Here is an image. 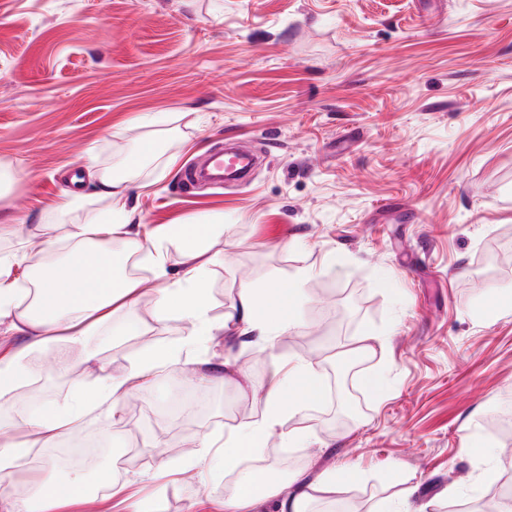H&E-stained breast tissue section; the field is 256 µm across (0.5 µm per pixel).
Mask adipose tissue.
<instances>
[{
    "label": "adipose tissue",
    "mask_w": 512,
    "mask_h": 512,
    "mask_svg": "<svg viewBox=\"0 0 512 512\" xmlns=\"http://www.w3.org/2000/svg\"><path fill=\"white\" fill-rule=\"evenodd\" d=\"M221 217H213L205 233L188 234L173 227H163L149 237L129 231L126 222L107 224L92 217L76 225L75 249L59 263L49 264L44 254L30 258L34 293L29 303H21L14 282L9 278V260L0 258V319L9 320L11 332L23 336V344L13 347L0 358V408L8 407L19 389L31 382L30 358L53 340L60 339L85 349L86 360L96 351L91 344L95 330L112 315L113 306L135 310L139 300L152 295L158 320L186 321L199 327L202 335L213 336L225 331L236 337L249 338L263 349H274L277 333L284 320L272 308L264 290L249 285L238 292V301L223 320L209 316L208 284L205 273L211 262L208 240L223 234ZM181 250L185 266L176 279H168L164 244ZM143 255L154 267L163 286H149L144 280L125 275L124 260ZM179 357L175 348H148L131 372L115 378L99 374L76 393L66 413L45 410L18 416L17 425L37 434L41 447H54L64 436L73 434L76 424L92 408L116 407L139 380L154 376L158 370L173 364ZM310 365L282 361L266 383L264 412L261 418L240 422L224 441V471L238 474L245 452L256 447L264 435L281 427L298 414L301 401L286 402V381L311 376ZM239 476V474H238ZM346 475L338 469L318 474L303 482L293 475L288 482L269 483L263 492L252 488V479L239 476L232 496L225 501V512H307L316 499H332L338 484ZM84 485L76 479L32 486L22 499L0 496V512H60L79 497Z\"/></svg>",
    "instance_id": "adipose-tissue-1"
}]
</instances>
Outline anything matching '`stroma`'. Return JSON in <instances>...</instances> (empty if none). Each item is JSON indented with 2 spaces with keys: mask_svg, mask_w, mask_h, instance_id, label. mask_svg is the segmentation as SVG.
<instances>
[{
  "mask_svg": "<svg viewBox=\"0 0 512 512\" xmlns=\"http://www.w3.org/2000/svg\"><path fill=\"white\" fill-rule=\"evenodd\" d=\"M224 142L258 156L250 180L184 189L183 166ZM93 164L131 170L125 212L141 236L223 215L211 317L253 284L286 290L290 324L272 351L225 333L200 344L189 323L158 321L147 295L140 333L121 335L116 310L97 360L62 344L33 355L34 381L13 400L22 414L66 410L90 373L125 376L148 347L182 349L80 423L107 439L95 469L118 494L16 428L30 448L12 495L71 476L85 487L62 512H224L235 478L202 445L259 418L265 382L291 358L318 379L291 388L303 410L242 472L344 468L348 512H378L409 486L429 512H498L512 485V313L494 312L512 297V0H0V165L13 172L0 256L20 293L28 254L51 241L52 259L66 256L85 212L111 211L86 178ZM75 189L85 211L59 215ZM369 335L373 352L352 355ZM340 363L356 402L342 424ZM204 373L203 411L165 416ZM496 462L499 480L482 483Z\"/></svg>",
  "mask_w": 512,
  "mask_h": 512,
  "instance_id": "obj_1",
  "label": "stroma"
}]
</instances>
